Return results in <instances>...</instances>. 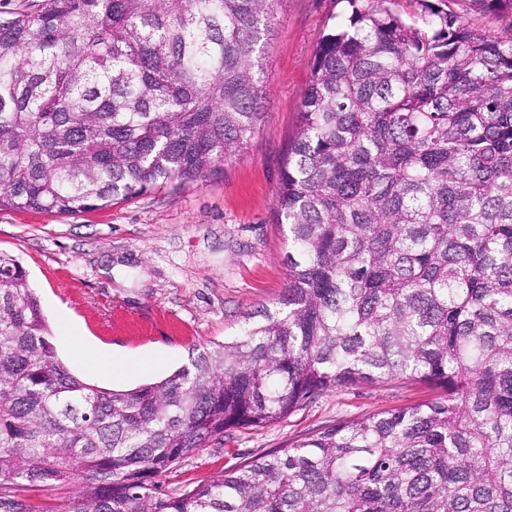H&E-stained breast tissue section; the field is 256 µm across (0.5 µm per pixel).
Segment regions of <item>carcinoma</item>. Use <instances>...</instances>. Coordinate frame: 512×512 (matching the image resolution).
<instances>
[{"instance_id": "carcinoma-1", "label": "carcinoma", "mask_w": 512, "mask_h": 512, "mask_svg": "<svg viewBox=\"0 0 512 512\" xmlns=\"http://www.w3.org/2000/svg\"><path fill=\"white\" fill-rule=\"evenodd\" d=\"M284 0H28L0 10V210L74 214L203 180L265 122ZM276 190L279 305L127 391L69 373L0 253V512H512V0H338ZM410 379L181 492L157 478L319 394ZM451 9L460 14H464L476 26L486 30L487 32L498 33L504 26L496 16L474 10L472 2L468 0H446L445 2ZM82 479L76 477L66 484L55 487L40 488L21 492L29 503L38 505L44 511L57 512V509L69 496H72L81 484Z\"/></svg>"}]
</instances>
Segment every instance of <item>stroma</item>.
Masks as SVG:
<instances>
[{
  "label": "stroma",
  "mask_w": 512,
  "mask_h": 512,
  "mask_svg": "<svg viewBox=\"0 0 512 512\" xmlns=\"http://www.w3.org/2000/svg\"><path fill=\"white\" fill-rule=\"evenodd\" d=\"M339 10L334 0H286L266 47L265 122L221 174L97 211L0 210V252L25 269L68 372L113 390L156 382L187 364L192 351L237 332L247 314L276 305L288 233L276 222L275 190L313 50ZM74 333L153 365L90 373L71 352ZM432 396L425 385L397 380L333 390L274 424L228 431L223 444L191 453L161 483L191 488L336 421Z\"/></svg>",
  "instance_id": "stroma-1"
}]
</instances>
